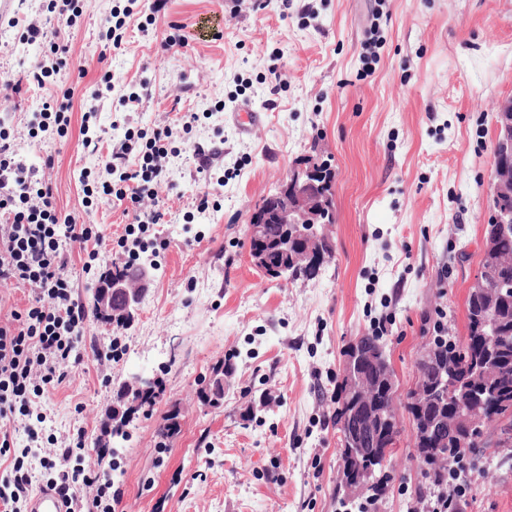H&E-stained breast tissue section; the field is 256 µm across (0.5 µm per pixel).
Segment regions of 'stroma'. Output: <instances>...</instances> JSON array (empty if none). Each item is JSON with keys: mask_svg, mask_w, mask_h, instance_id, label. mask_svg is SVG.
Here are the masks:
<instances>
[{"mask_svg": "<svg viewBox=\"0 0 512 512\" xmlns=\"http://www.w3.org/2000/svg\"><path fill=\"white\" fill-rule=\"evenodd\" d=\"M117 0H81L74 19L52 18L68 49L66 75L23 84L0 111L27 165L52 157L60 216L95 224L75 249L74 297L91 305L100 275L125 266L118 245L130 203L88 202L78 181L107 178L103 160L126 131L199 115L178 131L159 196L168 221L150 228L151 272L132 325L88 316L84 360L46 400L40 439L83 430L81 464L124 492L125 512H338V438L332 393L350 340L389 322L382 341L394 371L402 434L395 476L377 512H407L430 486L413 456L407 396L432 341L437 310L448 335L467 334L466 300L481 267L492 211L494 122L512 97V0H293L254 12L232 0H169L152 25L137 0L121 48L107 20ZM36 0H0V77L28 73L41 43H21L38 19ZM178 33L182 47L160 43ZM375 35L376 60L364 42ZM112 80L101 99L92 93ZM141 100L126 104V88ZM71 98L64 138L45 146L27 123L49 96ZM262 116L251 135L229 120L241 104ZM97 111L98 145L84 147L82 116ZM328 161L334 220L323 232L333 257L316 280L268 276L250 257L249 218L299 164ZM208 192L211 209L196 199ZM98 251L89 260V251ZM111 362L94 360L113 337ZM234 369L220 407L200 392L223 360ZM163 393L138 414L116 456L95 450L118 384L132 374ZM180 430L160 442L164 417ZM480 458L463 512H512V447Z\"/></svg>", "mask_w": 512, "mask_h": 512, "instance_id": "obj_1", "label": "stroma"}]
</instances>
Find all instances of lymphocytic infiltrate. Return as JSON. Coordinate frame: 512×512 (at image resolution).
Here are the masks:
<instances>
[{
  "instance_id": "1",
  "label": "lymphocytic infiltrate",
  "mask_w": 512,
  "mask_h": 512,
  "mask_svg": "<svg viewBox=\"0 0 512 512\" xmlns=\"http://www.w3.org/2000/svg\"><path fill=\"white\" fill-rule=\"evenodd\" d=\"M172 127L126 135L107 158L109 176L103 195L133 205V222L140 232L164 223L157 187L166 168ZM0 280L31 288L24 311L0 323V455L12 469L0 480V512H27L32 467L49 474L47 485L69 504V512H118L124 492L100 483L84 467L75 465L83 439L66 436L59 444L39 446L35 426L26 425V442H18L15 424L26 418L45 423L44 400L67 378L62 366L80 361L87 313L73 297L68 269V246L85 243L92 227L61 218L53 202L51 184L22 160L5 130H0ZM470 461L460 458L456 469L432 483L428 512H448L449 499H464L470 489Z\"/></svg>"
}]
</instances>
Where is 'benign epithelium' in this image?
Masks as SVG:
<instances>
[{
  "label": "benign epithelium",
  "instance_id": "7a95c632",
  "mask_svg": "<svg viewBox=\"0 0 512 512\" xmlns=\"http://www.w3.org/2000/svg\"><path fill=\"white\" fill-rule=\"evenodd\" d=\"M495 128L493 197L499 200L512 199V99L502 103L498 108ZM319 168L320 164L311 163L302 171L291 174L277 194L258 206L250 218L249 238L262 240L266 224H291L295 227L300 242L298 250L301 254L296 256V259H313L314 245L320 239L317 225L328 223L327 215L334 205L333 198L326 191L327 179ZM279 251L285 260L278 266L270 264L265 251H252L250 256L257 267L279 276L286 275L293 271L286 261L288 244L280 245ZM484 256L486 267L480 270L471 288L477 293L489 295L484 329L486 335L495 337L497 324L493 320V315L496 295L489 292L486 283L488 278L492 277L499 286L512 288V281L499 277L501 271L509 268V263L500 258L488 245L484 246ZM148 280V269L144 266L129 269L118 277L108 278L105 283L94 289L93 309L97 315L111 320L127 317L146 290ZM370 361L372 358L358 355L345 366L344 377L347 378L357 398V404L354 406L356 410L364 404H370L367 371V364ZM147 382L148 379L142 376L126 380L102 419V438H111L112 417L138 408V395L147 389ZM460 397L458 405L452 409L453 414L467 421L470 430L483 433L485 417L472 408L474 397L470 389H462ZM381 420L382 416L378 413L371 409L367 411L369 435L353 442L350 458L345 462L349 469L356 471L351 485V490L355 492L364 490L371 481V471L364 467L363 460L373 452L372 445L378 442L375 427L379 426Z\"/></svg>",
  "mask_w": 512,
  "mask_h": 512
}]
</instances>
